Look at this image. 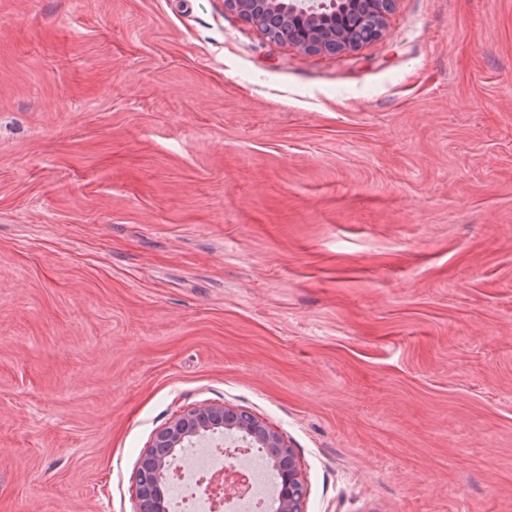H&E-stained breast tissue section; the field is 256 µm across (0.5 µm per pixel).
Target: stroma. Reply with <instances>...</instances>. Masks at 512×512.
Wrapping results in <instances>:
<instances>
[{
  "mask_svg": "<svg viewBox=\"0 0 512 512\" xmlns=\"http://www.w3.org/2000/svg\"><path fill=\"white\" fill-rule=\"evenodd\" d=\"M213 403L306 512H512V0L340 54L225 0H0V512H134ZM242 426L248 429L243 440L255 442V447L266 448L269 462L283 473L285 490L279 512H305L307 488L293 449L279 432L255 416L224 404H212L187 411L174 417L156 433L138 463L136 511H166L160 479L168 471L173 460L170 458L174 457L176 448L193 442L194 438L217 435L221 437V434L223 438V429L224 438L239 440L235 438V434ZM148 475L156 479L148 480L145 478Z\"/></svg>",
  "mask_w": 512,
  "mask_h": 512,
  "instance_id": "obj_1",
  "label": "stroma"
}]
</instances>
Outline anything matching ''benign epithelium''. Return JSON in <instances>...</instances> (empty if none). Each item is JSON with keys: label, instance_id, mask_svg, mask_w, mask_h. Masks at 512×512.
I'll return each mask as SVG.
<instances>
[{"label": "benign epithelium", "instance_id": "obj_1", "mask_svg": "<svg viewBox=\"0 0 512 512\" xmlns=\"http://www.w3.org/2000/svg\"><path fill=\"white\" fill-rule=\"evenodd\" d=\"M395 0H356L355 10L338 28L326 13L325 0H226L229 10L265 31L272 40L307 52H344L359 46L354 34L371 20L381 32ZM247 427L246 441L267 450L273 467L285 480L279 512H305L307 488L293 449L283 436L255 416L222 404H212L174 417L155 435L137 468L136 512H166L160 479L177 448L206 436L235 437Z\"/></svg>", "mask_w": 512, "mask_h": 512}]
</instances>
